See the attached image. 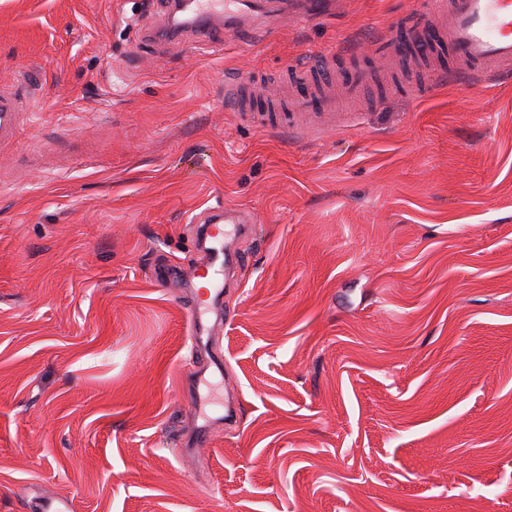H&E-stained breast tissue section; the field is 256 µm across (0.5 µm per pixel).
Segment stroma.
<instances>
[{
	"label": "stroma",
	"mask_w": 512,
	"mask_h": 512,
	"mask_svg": "<svg viewBox=\"0 0 512 512\" xmlns=\"http://www.w3.org/2000/svg\"><path fill=\"white\" fill-rule=\"evenodd\" d=\"M428 2L159 52L162 0H0V82L36 90L0 151V512H512V78L422 95L371 53ZM332 49L383 74L349 126L225 111V79ZM219 202L254 224L201 381ZM196 223L208 224L204 226V235L210 239L214 246L210 248L206 262L193 271V278H207L210 288H213V297L210 290L204 297L198 298L190 306L189 324L196 341L202 342L208 329L204 325V314L210 310V302L215 301L223 292L224 287L218 284V276L224 275V261L228 257V247L237 235L238 229L227 231L224 224H252L253 217L241 210L226 208L222 205L207 207L197 218Z\"/></svg>",
	"instance_id": "stroma-1"
}]
</instances>
